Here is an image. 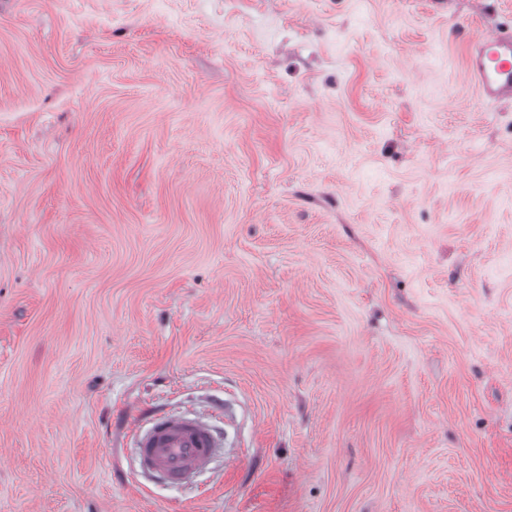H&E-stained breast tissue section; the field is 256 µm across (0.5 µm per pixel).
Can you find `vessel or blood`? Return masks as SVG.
I'll use <instances>...</instances> for the list:
<instances>
[{
    "mask_svg": "<svg viewBox=\"0 0 512 512\" xmlns=\"http://www.w3.org/2000/svg\"><path fill=\"white\" fill-rule=\"evenodd\" d=\"M469 71L484 98H512V32L474 38ZM132 443L142 470L171 485L205 470L222 447L212 425L160 411L147 413Z\"/></svg>",
    "mask_w": 512,
    "mask_h": 512,
    "instance_id": "vessel-or-blood-1",
    "label": "vessel or blood"
}]
</instances>
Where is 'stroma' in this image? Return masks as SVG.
Listing matches in <instances>:
<instances>
[{"instance_id":"stroma-1","label":"stroma","mask_w":512,"mask_h":512,"mask_svg":"<svg viewBox=\"0 0 512 512\" xmlns=\"http://www.w3.org/2000/svg\"><path fill=\"white\" fill-rule=\"evenodd\" d=\"M512 0H0V512H512ZM215 422L143 474L141 409ZM469 71L485 99L512 98V32L475 37Z\"/></svg>"}]
</instances>
